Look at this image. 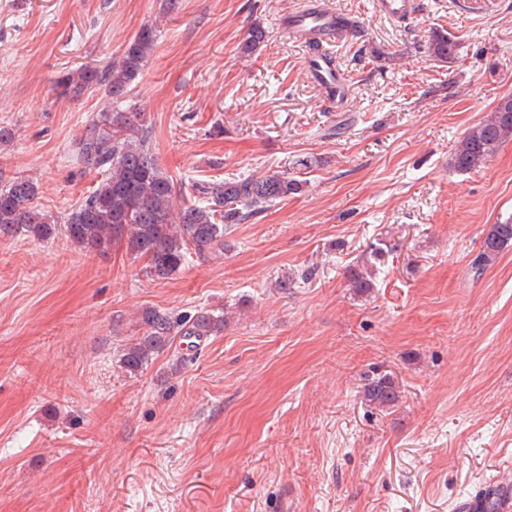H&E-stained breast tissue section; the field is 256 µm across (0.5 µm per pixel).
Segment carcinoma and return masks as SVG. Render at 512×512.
<instances>
[{
    "label": "carcinoma",
    "mask_w": 512,
    "mask_h": 512,
    "mask_svg": "<svg viewBox=\"0 0 512 512\" xmlns=\"http://www.w3.org/2000/svg\"><path fill=\"white\" fill-rule=\"evenodd\" d=\"M266 39V29L251 24L240 44L241 53H254ZM155 42V27L142 26L118 60L102 68L80 67L56 80V98L74 101L88 90L102 89L112 102L123 103ZM456 48V42L444 34L434 36L431 43L433 54L443 59L453 58ZM151 138L150 118L136 107L99 113L86 127L78 151L80 163L102 175L97 186L60 225L34 205L36 183L23 177L8 179L0 185V235L23 232L36 240H48L61 231L80 249L101 255L112 244L123 242L131 256L147 261V274L166 279L188 256L204 257L224 248V231L232 225L300 194L305 185L285 171L219 182L179 183L161 168ZM508 142H512V94L501 97L465 132L452 164L460 172L475 171ZM511 246L509 218L491 225L476 262L487 265ZM346 278L358 294L373 288L372 276L363 265L350 266ZM139 321L142 335L132 337L121 351L120 362L130 373L148 366L177 336L200 339L224 331V315L208 311L173 318L157 309H144ZM364 397L379 407H391L399 400V390L393 378L374 373L367 376ZM500 495L498 487L488 486L478 512H499Z\"/></svg>",
    "instance_id": "cac0c4a2"
}]
</instances>
